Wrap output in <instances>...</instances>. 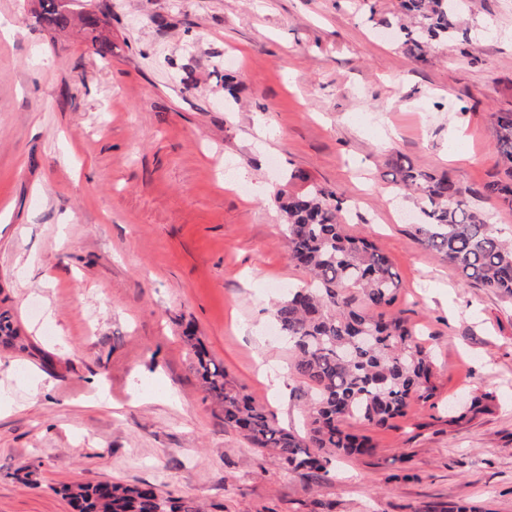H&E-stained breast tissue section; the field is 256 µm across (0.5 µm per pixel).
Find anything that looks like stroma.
Masks as SVG:
<instances>
[{
    "label": "stroma",
    "instance_id": "35a3bbf8",
    "mask_svg": "<svg viewBox=\"0 0 512 512\" xmlns=\"http://www.w3.org/2000/svg\"><path fill=\"white\" fill-rule=\"evenodd\" d=\"M108 58L0 0V300L43 356L0 350V512H72L64 484L153 483L208 512H512V297L461 281L394 198L402 160L498 177L512 0L427 64L381 38L389 0H91ZM237 83L224 92V73ZM318 183L373 241L436 360L432 403L335 477H284L224 426L182 339L284 426L302 421L271 309L302 285L272 202ZM484 394L458 416L449 399Z\"/></svg>",
    "mask_w": 512,
    "mask_h": 512
}]
</instances>
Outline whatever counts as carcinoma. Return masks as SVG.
<instances>
[{
	"label": "carcinoma",
	"instance_id": "obj_1",
	"mask_svg": "<svg viewBox=\"0 0 512 512\" xmlns=\"http://www.w3.org/2000/svg\"><path fill=\"white\" fill-rule=\"evenodd\" d=\"M459 0H397L398 43L415 62L428 61L429 48L454 38L462 21ZM35 18L54 30L80 22L91 35L95 53L112 55V42L96 35L100 19L78 14L64 0H37ZM494 146L508 163L505 177L489 181L481 194L512 208V112L496 113ZM399 190L418 197L420 218L414 237L448 259L466 283L512 296V241L497 235L488 218L473 209L470 191L447 175L410 164L392 174ZM274 202L283 216L289 259L309 281L288 289L273 319L288 342V378L307 399L302 430L281 426L274 417L236 390L186 327L194 368L224 414V427L249 444L273 453L284 475L329 479L342 457L370 454L366 435L346 429L355 420L384 429L403 417L414 402L435 396L431 351L423 332L392 311L401 279L392 261L377 246L345 232L336 193L317 184L300 192H280ZM0 346L31 353L34 345L8 311L0 312ZM74 512H202L192 496L174 498L151 484H73L62 489Z\"/></svg>",
	"mask_w": 512,
	"mask_h": 512
}]
</instances>
